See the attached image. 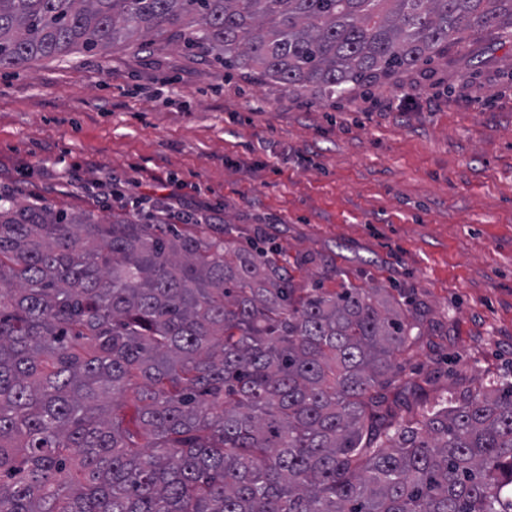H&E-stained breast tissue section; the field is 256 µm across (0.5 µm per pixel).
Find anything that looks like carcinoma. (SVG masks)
<instances>
[{
    "label": "carcinoma",
    "instance_id": "obj_1",
    "mask_svg": "<svg viewBox=\"0 0 512 512\" xmlns=\"http://www.w3.org/2000/svg\"><path fill=\"white\" fill-rule=\"evenodd\" d=\"M512 0H0V70L140 40L342 97ZM402 297L224 230L0 197V512H512V385L393 411Z\"/></svg>",
    "mask_w": 512,
    "mask_h": 512
}]
</instances>
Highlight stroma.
<instances>
[{
  "label": "stroma",
  "mask_w": 512,
  "mask_h": 512,
  "mask_svg": "<svg viewBox=\"0 0 512 512\" xmlns=\"http://www.w3.org/2000/svg\"><path fill=\"white\" fill-rule=\"evenodd\" d=\"M0 193L217 214L231 244L283 248L293 287L402 294L418 327L384 394L416 411L512 383V38L496 30L342 99L127 43L0 71Z\"/></svg>",
  "instance_id": "1"
}]
</instances>
